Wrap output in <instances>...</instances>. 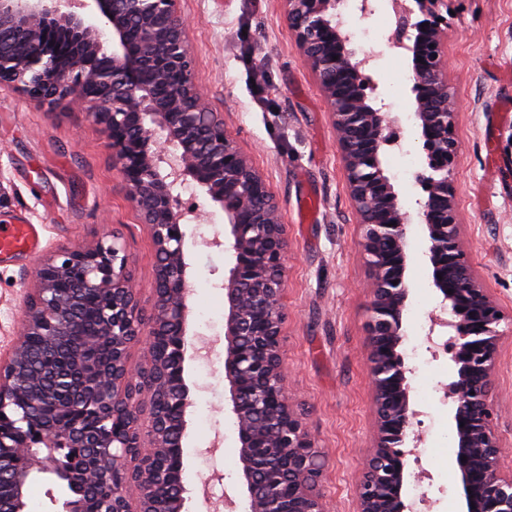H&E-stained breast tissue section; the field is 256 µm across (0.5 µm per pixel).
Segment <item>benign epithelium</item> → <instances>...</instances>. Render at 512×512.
<instances>
[{
	"instance_id": "1",
	"label": "benign epithelium",
	"mask_w": 512,
	"mask_h": 512,
	"mask_svg": "<svg viewBox=\"0 0 512 512\" xmlns=\"http://www.w3.org/2000/svg\"><path fill=\"white\" fill-rule=\"evenodd\" d=\"M112 32L107 51L97 27L56 0H0V83L38 102L66 100L89 111L107 134L129 200L149 228L156 294L144 316L119 234L53 255L34 268L28 315L0 357V512H25L35 473L67 481L78 500L64 512H183V437L191 406L185 377L189 280L183 251L188 216L174 186L191 179L224 209L234 263L224 278V382L237 426L241 476L250 512H326L317 492L321 452L294 410L282 379L281 304L288 239L261 172L224 133L223 116L200 92L176 0H77ZM296 46L326 100L338 132L349 196L366 226L363 251L391 247L396 271L374 267L368 359L377 440L357 478L359 512H411L404 499L406 458L419 447L407 368L399 351L408 299L407 225L382 166L396 143L394 119L376 97L368 68L354 59L350 34L335 24L339 0H286ZM398 17L389 46L407 61L425 154L426 196L415 201L431 285L448 318L451 423L463 512H499L512 495L500 464L491 399L499 353L498 304L472 269L461 236L452 173L458 158L448 87V0H392ZM164 133L158 143L155 131ZM101 302H84L87 294ZM95 319L82 331L83 321ZM30 336L43 337L36 350ZM143 344L133 368L129 349ZM71 348L84 380L61 389L47 374ZM474 392L467 399L464 394Z\"/></svg>"
}]
</instances>
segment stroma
I'll use <instances>...</instances> for the list:
<instances>
[{"label":"stroma","instance_id":"1","mask_svg":"<svg viewBox=\"0 0 512 512\" xmlns=\"http://www.w3.org/2000/svg\"><path fill=\"white\" fill-rule=\"evenodd\" d=\"M448 83L460 102L454 172L464 247L504 318L496 369L495 433L512 466V0H448ZM285 0H177L188 22L195 81L224 131L264 175L288 236L280 339L283 381L324 455L318 490L328 512H358L356 478L374 443L368 324L373 281L347 191L338 137L327 103L303 65L288 27ZM392 10L375 0L370 17L353 13L357 51L376 55L377 93L399 118L402 150L386 149L383 168L401 204L415 210L422 190V143L410 95L412 72L378 33ZM178 208L207 218L185 225L189 265L188 337L213 340L205 356L185 361L190 397L184 446V512H204L198 489L212 473L214 499L246 505L233 415L224 395V290L230 252L202 245L224 233V212L193 182L173 190ZM40 225L36 253L0 259V353L25 317L31 269L56 250L85 247L122 233L143 312L154 303L155 255L140 224L103 127L64 102L30 100L0 84V225L15 218ZM409 299L401 350L410 401L430 438L453 456L448 385L453 364L432 352L421 326L438 303L423 262L420 224L407 230ZM426 489L421 512H461L458 474L446 465L408 484Z\"/></svg>","mask_w":512,"mask_h":512}]
</instances>
